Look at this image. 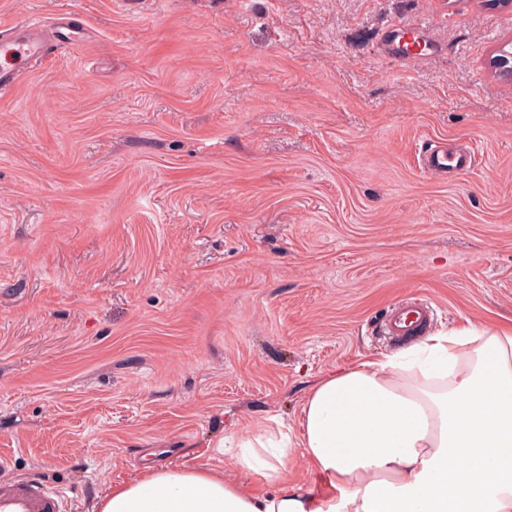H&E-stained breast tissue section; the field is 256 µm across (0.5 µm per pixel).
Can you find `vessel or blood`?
Here are the masks:
<instances>
[{"label":"vessel or blood","mask_w":512,"mask_h":512,"mask_svg":"<svg viewBox=\"0 0 512 512\" xmlns=\"http://www.w3.org/2000/svg\"><path fill=\"white\" fill-rule=\"evenodd\" d=\"M68 17H60L53 26H43L40 19L18 26L0 27V96L13 91L23 79L20 62H35L44 58L53 42L59 41L65 30L71 29ZM382 52L403 58H413L421 47L412 26L390 25L378 34ZM474 163L471 154L453 152L436 146L421 157L422 169L446 180L468 171ZM433 308L430 303H400L391 307L382 323L383 335L395 341H405L425 334L432 326ZM0 512H64L59 490L44 482L14 475L12 460L0 455Z\"/></svg>","instance_id":"vessel-or-blood-1"}]
</instances>
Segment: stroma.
I'll use <instances>...</instances> for the list:
<instances>
[{"instance_id":"obj_1","label":"stroma","mask_w":512,"mask_h":512,"mask_svg":"<svg viewBox=\"0 0 512 512\" xmlns=\"http://www.w3.org/2000/svg\"><path fill=\"white\" fill-rule=\"evenodd\" d=\"M78 12L0 99V448L95 512L145 466L249 483L227 434H288L309 387L434 331L512 323V45L498 0H0ZM425 23L404 63L375 34ZM466 143L444 183L420 155ZM433 308L426 301L400 303L391 307L381 331L395 341H405L425 334L432 326Z\"/></svg>"}]
</instances>
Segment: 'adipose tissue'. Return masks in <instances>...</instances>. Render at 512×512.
<instances>
[{
    "label": "adipose tissue",
    "mask_w": 512,
    "mask_h": 512,
    "mask_svg": "<svg viewBox=\"0 0 512 512\" xmlns=\"http://www.w3.org/2000/svg\"><path fill=\"white\" fill-rule=\"evenodd\" d=\"M287 441L241 440L252 484L212 468L147 469L97 512H512V326L439 332L310 387Z\"/></svg>",
    "instance_id": "obj_1"
}]
</instances>
